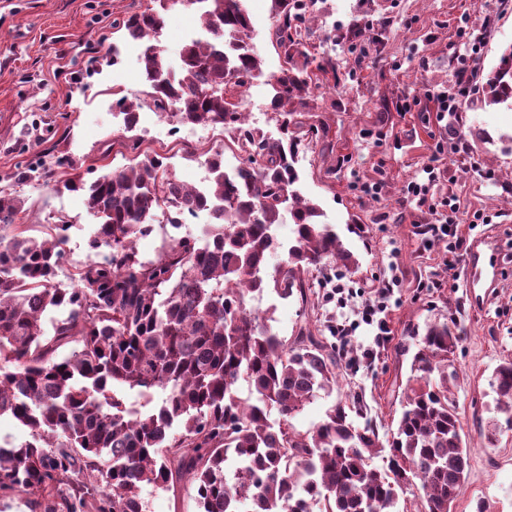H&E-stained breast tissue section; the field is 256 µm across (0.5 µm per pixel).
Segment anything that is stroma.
Listing matches in <instances>:
<instances>
[{"label": "stroma", "instance_id": "stroma-1", "mask_svg": "<svg viewBox=\"0 0 512 512\" xmlns=\"http://www.w3.org/2000/svg\"><path fill=\"white\" fill-rule=\"evenodd\" d=\"M150 0H0V190L24 198L18 223L39 230L58 217L70 220L69 259L59 273L68 282L74 266L89 256L86 241L96 219L80 196L43 182L14 184L17 166L53 164L69 158L85 180L128 166L121 123L113 104L123 95L143 98L146 84L140 55L143 43L112 27L114 19L143 10ZM252 13L253 45L263 74L241 100L253 127L278 134L269 84L282 58L271 38V0H247ZM198 7H175L165 16L158 45L175 64L191 32L201 29ZM303 42L315 56L332 57L335 80L313 89L301 112L307 125L294 167L297 188L317 203L322 220L333 225L360 261L352 273L355 287L370 291L397 278L388 310L391 335L376 358V327L360 326L342 344L349 362L347 381L337 396L308 405L296 425L319 422L336 399L359 393L371 409L380 436L395 431L400 393L417 349L415 336L433 321L455 324L462 336L456 350L458 379L453 389L464 425L471 469L455 512H512V436L486 447L480 426L489 417L491 378L504 358L512 357V263L482 306L466 288V264L481 238L512 246V108L486 105L471 95L460 117H440L436 96L452 91L455 58L468 53L470 38L482 46L478 70L487 73L501 51L512 45V0H316L300 24ZM115 46L121 63L100 52L99 41ZM142 146L176 155L175 176L196 183L204 171L203 151L223 149L230 134L214 128L199 141L200 157L178 156L181 135L150 109L140 112ZM441 169L436 197H453L461 213H480L490 221L470 231L455 271H448L444 250L428 246L414 228L435 215L409 199V181L425 180L424 168ZM362 234H353V225ZM336 267L315 280L307 303H276L272 326L292 337L301 324L327 330L343 311L326 294ZM145 512H199L189 479L166 488L145 487Z\"/></svg>", "mask_w": 512, "mask_h": 512}]
</instances>
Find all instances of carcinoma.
Segmentation results:
<instances>
[{
	"mask_svg": "<svg viewBox=\"0 0 512 512\" xmlns=\"http://www.w3.org/2000/svg\"><path fill=\"white\" fill-rule=\"evenodd\" d=\"M177 0H156L115 21L132 39H151ZM208 34L181 51L180 75L162 51L146 45L141 63L147 99H120L122 130L136 165L91 182L56 180L55 167H21L14 181L60 184L83 197L99 219L87 241L93 258L75 268L71 285L57 280L66 264L69 222L41 237L16 223L19 198L0 195V417L29 440L0 446V498L30 496L42 512H143V488L162 489L177 474L194 485L200 512H398L413 486L418 512H454L470 459L448 375V355L461 339L446 322L426 325L403 388L392 437L380 438L360 397L336 401L305 430L293 420L343 380L344 354L299 326L288 339L274 331L254 301L265 295L308 301L309 275L328 262L359 267L318 204L295 188L300 140L298 107L328 75L302 43L307 0H272V38L284 67L271 79L280 137L249 126L239 110L244 85L263 74L252 46L244 0H196ZM484 102L512 103V45L481 85ZM152 108L179 125L231 129L224 149L207 154L208 191L222 203L201 237L173 238L154 259L136 241L152 215L196 203L177 184L166 157L141 150L139 110ZM239 159L224 170V151ZM289 213L288 246L276 230ZM283 251L274 267L269 259ZM62 316L47 318L55 310ZM71 346L68 356L57 352ZM246 384L247 394L240 385ZM495 415L483 432L498 442L512 425V359L495 367ZM161 395L157 409L126 407L121 390ZM386 454L387 466L374 459Z\"/></svg>",
	"mask_w": 512,
	"mask_h": 512,
	"instance_id": "obj_1",
	"label": "carcinoma"
}]
</instances>
